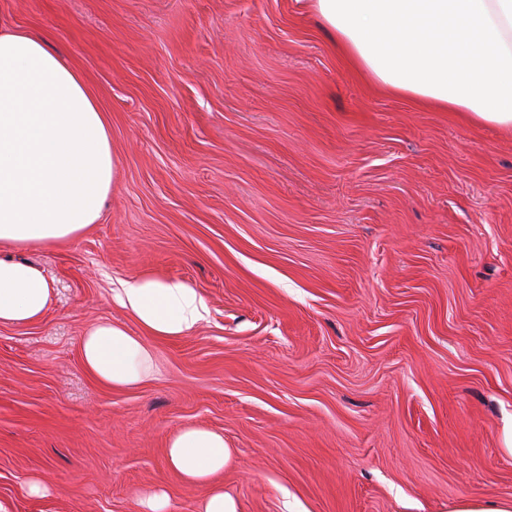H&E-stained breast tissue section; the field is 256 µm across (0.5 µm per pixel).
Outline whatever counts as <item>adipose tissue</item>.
<instances>
[{
  "label": "adipose tissue",
  "instance_id": "ef3b65f1",
  "mask_svg": "<svg viewBox=\"0 0 512 512\" xmlns=\"http://www.w3.org/2000/svg\"><path fill=\"white\" fill-rule=\"evenodd\" d=\"M330 36L384 91L473 124L512 130V0H313ZM118 160L109 125L81 74L26 29L0 26V326L42 320L54 302L44 269L14 258L53 247L95 223ZM113 300L140 326L104 320L80 342L84 370L128 389L158 372L154 339L187 335L208 313L198 288L140 274ZM168 467L204 488L200 512H237L214 479L232 458L223 434L200 426L175 433Z\"/></svg>",
  "mask_w": 512,
  "mask_h": 512
}]
</instances>
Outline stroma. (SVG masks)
Listing matches in <instances>:
<instances>
[{
    "instance_id": "obj_1",
    "label": "stroma",
    "mask_w": 512,
    "mask_h": 512,
    "mask_svg": "<svg viewBox=\"0 0 512 512\" xmlns=\"http://www.w3.org/2000/svg\"><path fill=\"white\" fill-rule=\"evenodd\" d=\"M83 75L118 169L56 295L0 326L7 512H172L169 436L223 433L237 512H452L512 500V134L371 88L306 0H0ZM209 315L113 390L80 338L137 274ZM40 476L50 493L26 492ZM143 512H170L172 501L164 488H155L145 494L141 500Z\"/></svg>"
}]
</instances>
